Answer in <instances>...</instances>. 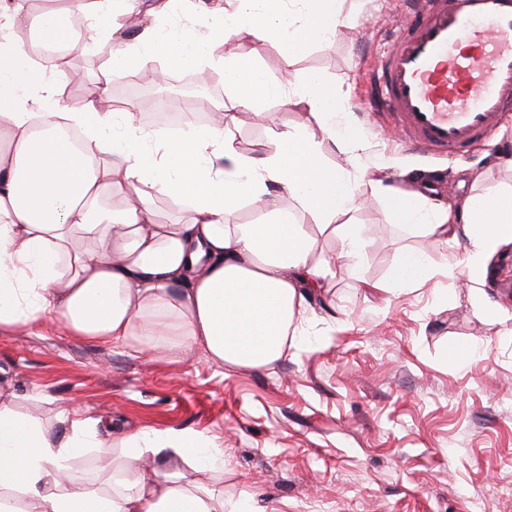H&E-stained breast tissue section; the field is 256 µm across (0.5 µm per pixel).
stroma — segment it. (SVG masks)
<instances>
[{
	"mask_svg": "<svg viewBox=\"0 0 512 512\" xmlns=\"http://www.w3.org/2000/svg\"><path fill=\"white\" fill-rule=\"evenodd\" d=\"M404 0H352L351 24L285 59L274 41L224 44L203 73L234 113L241 152L274 148L270 117L311 122L267 97L266 118L236 107L224 65L252 58L267 75L293 71L335 86L346 119L364 140L360 165L410 189L431 181L434 206L460 208L471 194L512 186V126L469 156L448 160L409 150L368 83L405 12ZM110 63L81 49L57 76L80 102ZM365 244L354 260L320 227L313 250L332 276L308 305L309 334L269 366L218 367L199 351L145 358L127 347L76 335L51 317L30 328L0 329V380L15 410L56 429L79 410L101 428L202 433L224 452V471H178L253 500L267 512H512V247L481 268L464 265L466 238L428 245L389 221L385 200L349 214ZM427 252L434 277L393 287L404 251ZM477 343L472 358L458 348Z\"/></svg>",
	"mask_w": 512,
	"mask_h": 512,
	"instance_id": "obj_1",
	"label": "stroma"
}]
</instances>
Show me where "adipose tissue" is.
Returning <instances> with one entry per match:
<instances>
[{
	"instance_id": "obj_1",
	"label": "adipose tissue",
	"mask_w": 512,
	"mask_h": 512,
	"mask_svg": "<svg viewBox=\"0 0 512 512\" xmlns=\"http://www.w3.org/2000/svg\"><path fill=\"white\" fill-rule=\"evenodd\" d=\"M344 2L211 0L206 27L162 31L160 16H195V0H153L137 11L123 0H71L36 16L20 0H0V327L28 328L54 316L77 335L140 355L196 348L220 366L258 367L284 358L289 336L304 335L308 298L331 272L328 261L313 258L288 201L338 236L348 255L360 249L362 230L345 217L376 196L393 223L419 227L433 243L466 237L469 265L511 244L512 188L468 197L464 225L451 209L426 205L423 192L379 178H368V193H358L327 155L358 148L361 137L321 77L290 83L283 97L315 116L316 131L282 121L275 149L253 156L231 141V114L175 132L140 126L105 107L104 81L80 105L62 106L55 84L62 59L23 68L13 62L17 33L66 42L76 10L104 32L116 72L145 67L143 45L184 68L213 63L216 44L273 36L292 57L349 24ZM225 80L249 109L276 86L244 60L226 66ZM65 124L83 129L82 150L60 135ZM159 194L187 208L189 222L157 223ZM244 201L262 218L230 223ZM58 422L49 431L0 400V512H264L257 504L241 510L223 491L179 483L145 460L163 453L199 472L223 466V452L203 434L137 430L111 442L68 411ZM116 444L128 450L117 489L89 485L74 460L91 448L112 469Z\"/></svg>"
}]
</instances>
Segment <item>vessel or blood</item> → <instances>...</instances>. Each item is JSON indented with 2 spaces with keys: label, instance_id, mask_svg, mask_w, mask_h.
<instances>
[{
  "label": "vessel or blood",
  "instance_id": "b4317fda",
  "mask_svg": "<svg viewBox=\"0 0 512 512\" xmlns=\"http://www.w3.org/2000/svg\"><path fill=\"white\" fill-rule=\"evenodd\" d=\"M373 86L414 151L489 141L512 117V0H408Z\"/></svg>",
  "mask_w": 512,
  "mask_h": 512
}]
</instances>
